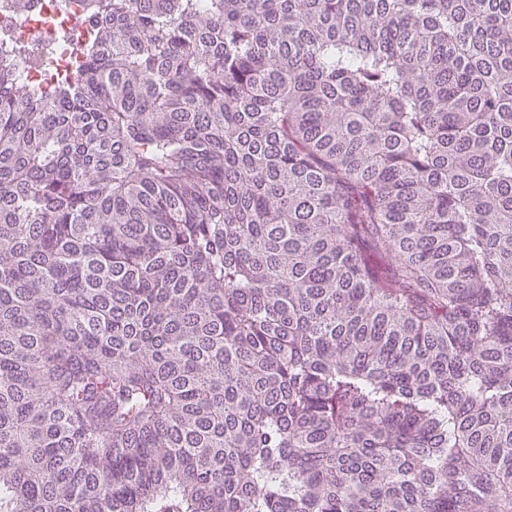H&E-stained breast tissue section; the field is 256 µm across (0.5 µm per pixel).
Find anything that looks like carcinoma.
<instances>
[{
    "label": "carcinoma",
    "instance_id": "obj_1",
    "mask_svg": "<svg viewBox=\"0 0 512 512\" xmlns=\"http://www.w3.org/2000/svg\"><path fill=\"white\" fill-rule=\"evenodd\" d=\"M81 3L0 71V512H512V0ZM25 72V81L29 89L47 91L54 84V72L44 69L41 65H31Z\"/></svg>",
    "mask_w": 512,
    "mask_h": 512
}]
</instances>
